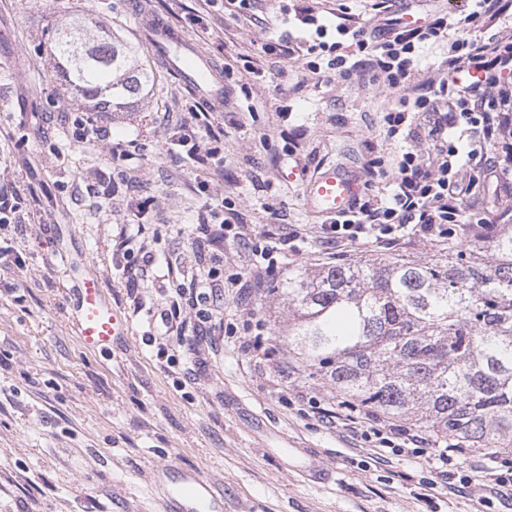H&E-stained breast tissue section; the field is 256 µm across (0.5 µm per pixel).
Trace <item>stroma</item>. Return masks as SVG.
Segmentation results:
<instances>
[{
	"mask_svg": "<svg viewBox=\"0 0 512 512\" xmlns=\"http://www.w3.org/2000/svg\"><path fill=\"white\" fill-rule=\"evenodd\" d=\"M297 0H0V186L13 189L19 219L0 224V246L20 262L0 269V512H160L165 477L197 472L223 512H512L480 508L482 488H445L431 499L419 481L422 458L373 460L352 433L277 394L269 374L289 365L299 388L328 386L280 346L288 309L269 291L225 289L214 304L223 328L181 304L185 329L162 321L174 281L190 282L207 264L220 278L248 276L242 240H210L202 224L242 226L256 239L302 224L307 241L282 271H314L330 260L385 257L389 248L337 246L308 208L306 179L324 164L367 175L371 162L402 149L388 139L383 111L402 89L361 85L329 72L315 77L307 51L266 53L268 43L308 33ZM424 18L448 11L466 38L512 29L465 23L468 0H416ZM93 15L139 45L152 84L123 112H93L72 94L47 51L52 24ZM193 39L226 73L224 106L206 110L167 70L142 18ZM95 116L116 142H133L124 160L80 142L76 120ZM188 120L195 146L178 145ZM218 148L198 159L193 148ZM490 223L512 208V171L463 201ZM148 245L153 275L138 288L133 256ZM84 264L129 332L110 354L84 350L71 330L66 260ZM263 324L261 361L244 351Z\"/></svg>",
	"mask_w": 512,
	"mask_h": 512,
	"instance_id": "stroma-1",
	"label": "stroma"
}]
</instances>
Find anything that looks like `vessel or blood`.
I'll return each instance as SVG.
<instances>
[{"label":"vessel or blood","mask_w":512,"mask_h":512,"mask_svg":"<svg viewBox=\"0 0 512 512\" xmlns=\"http://www.w3.org/2000/svg\"><path fill=\"white\" fill-rule=\"evenodd\" d=\"M147 34L171 74L189 87L203 102L222 106L224 82L216 73L209 56L193 41L173 27L156 24ZM363 190L359 172L329 164L319 167L306 181L305 198L310 210L331 218L347 212ZM70 282L67 293L71 322L82 347L100 352L111 350L115 340L127 332L118 310L105 296L97 277L67 270ZM217 497L211 485L195 472L185 473L168 490L162 503L163 512H217Z\"/></svg>","instance_id":"obj_1"}]
</instances>
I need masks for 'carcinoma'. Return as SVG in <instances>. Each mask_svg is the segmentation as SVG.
I'll list each match as a JSON object with an SVG mask.
<instances>
[{
    "label": "carcinoma",
    "instance_id": "obj_1",
    "mask_svg": "<svg viewBox=\"0 0 512 512\" xmlns=\"http://www.w3.org/2000/svg\"><path fill=\"white\" fill-rule=\"evenodd\" d=\"M71 35L86 45L81 61ZM48 42L95 109L115 112L152 81L135 46L89 15L52 27ZM271 292L288 305L279 341L341 398L471 448H512V224L426 260L292 271Z\"/></svg>",
    "mask_w": 512,
    "mask_h": 512
}]
</instances>
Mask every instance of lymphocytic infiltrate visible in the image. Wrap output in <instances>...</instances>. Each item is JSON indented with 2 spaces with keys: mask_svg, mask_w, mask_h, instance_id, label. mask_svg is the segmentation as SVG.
<instances>
[{
  "mask_svg": "<svg viewBox=\"0 0 512 512\" xmlns=\"http://www.w3.org/2000/svg\"><path fill=\"white\" fill-rule=\"evenodd\" d=\"M387 0H375L373 16L361 21L338 15L334 27L320 23L313 7L299 9L303 24L313 26L307 48L312 73L327 68L344 79L405 87L398 109L386 111L383 121L388 138L416 142V149L392 158H375L381 181L364 198L356 200L348 214L326 227L330 240L344 245H397L419 237L445 246L461 236H480L489 229L478 216L471 223L458 220L459 204L471 197L478 183L497 181L500 167L483 157L512 131V92L502 82L503 71L512 72V41L495 38L449 39L456 18L441 14L426 27L395 29L388 16ZM336 42H327L328 30ZM449 40L448 71L434 78L413 80L417 44ZM350 43L352 54L342 53ZM482 71L481 84H458L459 71ZM435 113L432 124H418L421 113ZM303 229L252 244L255 272L245 291L261 288L266 276L278 268V260L296 252ZM293 371L280 372L271 384L277 393L294 396L316 409L320 418L353 430L360 439L382 453L428 457L435 463L436 478L426 482L432 490L440 478H458L461 488L481 486L501 504L512 506V453L501 448L474 449L454 439L423 436L419 430L369 412L357 405L340 403L327 409L323 398L293 387Z\"/></svg>",
  "mask_w": 512,
  "mask_h": 512,
  "instance_id": "lymphocytic-infiltrate-1",
  "label": "lymphocytic infiltrate"
}]
</instances>
